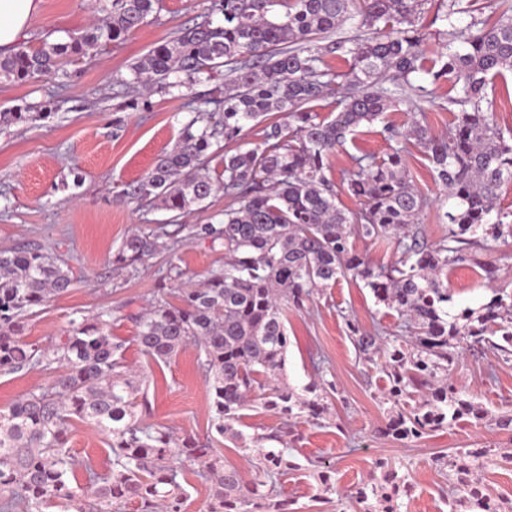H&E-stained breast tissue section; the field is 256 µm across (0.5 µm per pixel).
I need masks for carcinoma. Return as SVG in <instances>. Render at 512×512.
Instances as JSON below:
<instances>
[{"mask_svg":"<svg viewBox=\"0 0 512 512\" xmlns=\"http://www.w3.org/2000/svg\"><path fill=\"white\" fill-rule=\"evenodd\" d=\"M106 18L57 42L38 47L20 43L0 57V81L25 83L54 75L71 61L93 57L100 47L122 42L158 12L162 0H104ZM224 20H204L181 28L131 66L133 83L190 88L224 68V95L195 109L174 145L152 169L128 182L119 197L172 213L175 222L221 190L230 199L216 224H194L189 236L224 248V267L194 285L178 289V303L159 290L151 308L131 317L135 343L155 364H168L186 348L198 353L210 395V427L243 453L256 455L264 479L247 484L224 463L217 449L169 428L145 424L138 407L146 375L131 372L126 340L112 335L99 316L71 322L46 349L25 340L33 307L73 288L67 264L40 248L0 251V372L36 366L61 372L46 388L0 412V512H120L135 502L138 512H184L191 497L186 466L208 485L207 512H283L278 478L301 465L287 459L283 436L293 422L317 421L327 413L325 359L316 379L303 387L287 380L288 311L302 310L316 295L350 275L370 290L375 303L397 314V333L380 336L346 319L360 354L383 359L389 385L382 433L398 442L447 428L464 416L512 429V415H487L451 381L453 364L466 348L502 332L497 351L512 357V295L494 282V268L482 260L500 240L512 237V212L497 208L503 185L512 182V127H501L485 109L491 81L512 71V5L497 20L472 19L462 49L446 48L439 66L427 67L419 47L438 22V34L454 38V19L474 11L473 3L441 0L430 24L423 21L427 0H217ZM350 22L352 34L335 36ZM348 65L338 72L326 62ZM173 74L183 78L169 81ZM449 81L455 96L454 122L444 136L410 113L407 126L387 123L395 143L378 160L352 157L340 185L327 177L328 158L363 125L383 121L397 110L406 91ZM338 112L321 119L315 108L334 88ZM260 123L262 141L224 154L223 171L211 172L218 136L240 140ZM423 150L435 180L452 206L445 213L448 233L426 239L419 219L429 199L413 184L407 166L410 140ZM358 203L344 209L339 193ZM395 244L399 259L377 268L354 250L351 239ZM179 240L157 230L129 232L112 256L123 270L175 250ZM470 262L484 271L492 296L477 309L451 311L448 271ZM421 400L408 412L400 405L410 390ZM260 407L279 417L283 429L250 437L238 426L245 411ZM73 417L91 424L107 440L108 468L96 472L69 453L67 426ZM277 442L279 448L264 442ZM470 448L437 458L456 475L457 494L449 512H502L490 494L469 489L467 477L491 455ZM86 472V483L75 471ZM382 480H369L345 497L362 512H400L397 473L379 461Z\"/></svg>","mask_w":512,"mask_h":512,"instance_id":"obj_1","label":"carcinoma"}]
</instances>
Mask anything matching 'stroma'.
<instances>
[{
    "label": "stroma",
    "mask_w": 512,
    "mask_h": 512,
    "mask_svg": "<svg viewBox=\"0 0 512 512\" xmlns=\"http://www.w3.org/2000/svg\"><path fill=\"white\" fill-rule=\"evenodd\" d=\"M211 7L212 0H162L161 10L148 24L123 42L104 45L97 56L67 64L64 75L0 83V112L17 106L25 110L23 121L0 124V250L41 247L67 262L75 278L67 294L35 308L26 341L43 347L63 334L71 321L110 314L113 334L129 343L127 361L148 366L153 376L147 389L149 407L142 414L145 422L203 441L211 437L209 393L196 351L186 349L166 365H148L133 342L137 327L132 316L152 301L156 289L173 288L170 269L199 278L223 266V248L188 239L187 227L220 219L228 200L215 193L179 224L170 222L167 212L130 200L120 202L116 196L124 184L147 174L161 151L174 144L193 116L192 99L223 88L220 73L181 90H145L131 84L132 65L157 43L205 17L221 21V14L212 13ZM98 15V0H43L25 40L37 46L65 38ZM451 88V83L441 82L430 86L428 94L409 93L387 120L400 125L409 113L420 112L434 133L446 134L453 120L448 110ZM389 151L382 123L363 126L332 154L327 174L340 180L353 157L370 153L382 158ZM406 158L416 186L431 201L420 217L424 234L428 241H437L448 230L443 217L448 202L420 148L411 147ZM159 227L181 238L176 252L151 259L145 268L114 269L112 256L130 230ZM448 284L455 301L462 304L475 307L488 296L484 273L473 265L451 270ZM349 317L383 336L394 333L398 323L396 316L376 305L369 289L349 278L317 295L306 311L288 317L289 383H309L314 377L312 359L321 354L328 361L326 378L335 385L328 394L326 419L299 423L289 438V452L301 465L280 478L290 512H354L339 496L369 481L381 458L415 488L403 498L401 512H448L453 484L447 470L433 459L462 448L493 449V456L475 474L503 507L512 506V462L502 459L512 453V431L464 417L452 427L408 443L378 434L387 409L382 393L389 380L381 361L359 358L345 324ZM455 376L480 409L493 415L512 413V361L503 362L493 347L464 351L455 364ZM51 377V371L40 367L0 373V411L47 386ZM67 447L77 458L91 461L97 471L105 470L109 448L90 425L72 420ZM318 459L331 471L335 494L324 495L316 479L312 463Z\"/></svg>",
    "instance_id": "35a3bbf8"
}]
</instances>
